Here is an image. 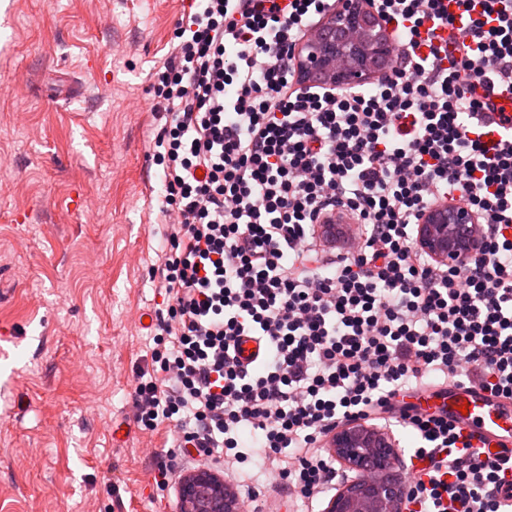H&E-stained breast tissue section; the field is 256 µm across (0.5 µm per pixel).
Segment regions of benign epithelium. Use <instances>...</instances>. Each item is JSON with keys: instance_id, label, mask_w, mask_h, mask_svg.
I'll use <instances>...</instances> for the list:
<instances>
[{"instance_id": "obj_1", "label": "benign epithelium", "mask_w": 512, "mask_h": 512, "mask_svg": "<svg viewBox=\"0 0 512 512\" xmlns=\"http://www.w3.org/2000/svg\"><path fill=\"white\" fill-rule=\"evenodd\" d=\"M392 48V30L366 0H336L298 44L295 55L305 84L342 89L383 76ZM477 221L470 209L438 203L422 214L417 243L438 263H463L479 248L470 235V225ZM328 447L352 476L336 487L325 512H394L404 500L396 471L401 459L384 428L350 422L330 435ZM177 498L178 512H240L232 489L206 468L179 480Z\"/></svg>"}]
</instances>
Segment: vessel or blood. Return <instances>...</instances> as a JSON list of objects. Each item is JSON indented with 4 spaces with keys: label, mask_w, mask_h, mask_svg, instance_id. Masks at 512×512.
<instances>
[{
    "label": "vessel or blood",
    "mask_w": 512,
    "mask_h": 512,
    "mask_svg": "<svg viewBox=\"0 0 512 512\" xmlns=\"http://www.w3.org/2000/svg\"><path fill=\"white\" fill-rule=\"evenodd\" d=\"M415 409L447 416L458 426L473 452L512 456V402L471 387L451 382L407 395Z\"/></svg>",
    "instance_id": "b4317fda"
}]
</instances>
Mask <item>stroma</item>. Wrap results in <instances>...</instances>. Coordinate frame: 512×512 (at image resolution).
<instances>
[{"label":"stroma","mask_w":512,"mask_h":512,"mask_svg":"<svg viewBox=\"0 0 512 512\" xmlns=\"http://www.w3.org/2000/svg\"><path fill=\"white\" fill-rule=\"evenodd\" d=\"M187 0H0V512H176L126 414L166 227L148 73Z\"/></svg>","instance_id":"1"}]
</instances>
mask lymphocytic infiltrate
Wrapping results in <instances>:
<instances>
[{"label":"lymphocytic infiltrate","instance_id":"lymphocytic-infiltrate-1","mask_svg":"<svg viewBox=\"0 0 512 512\" xmlns=\"http://www.w3.org/2000/svg\"><path fill=\"white\" fill-rule=\"evenodd\" d=\"M438 0H371L395 59L362 86L304 85L294 50L331 0H188L155 92L153 161L167 245L149 275L151 363L138 368V427L172 426L245 512L265 485L310 502L340 469V425L410 429L404 512H504L512 458L465 452L446 418L394 412L425 385L464 381L512 400V132L473 130L491 89L512 84V0H457L472 19L420 54ZM461 202L477 252L444 265L418 248L422 212ZM353 225L350 247L320 243ZM260 350L244 355V339ZM258 457L264 483L238 480Z\"/></svg>","mask_w":512,"mask_h":512}]
</instances>
